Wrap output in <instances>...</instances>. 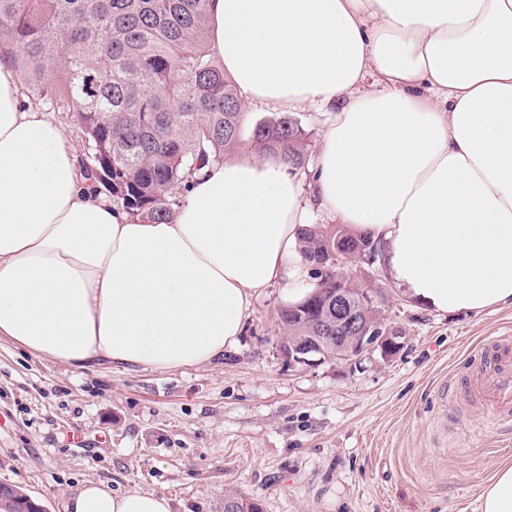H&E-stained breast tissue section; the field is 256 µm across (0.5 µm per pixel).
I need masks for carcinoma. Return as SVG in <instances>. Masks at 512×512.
Returning <instances> with one entry per match:
<instances>
[{
    "instance_id": "obj_1",
    "label": "carcinoma",
    "mask_w": 512,
    "mask_h": 512,
    "mask_svg": "<svg viewBox=\"0 0 512 512\" xmlns=\"http://www.w3.org/2000/svg\"><path fill=\"white\" fill-rule=\"evenodd\" d=\"M208 0H0V56L14 62L20 95L66 112L81 131V163L97 189L152 223L179 204L176 190L243 146L244 112L210 48ZM251 144L304 168L306 132L285 114L257 122ZM372 258L379 245L342 225L313 224L301 250L313 293L277 312L284 336H316L315 293L336 287L326 247Z\"/></svg>"
}]
</instances>
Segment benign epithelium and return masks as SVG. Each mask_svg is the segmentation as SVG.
Here are the masks:
<instances>
[{"label": "benign epithelium", "mask_w": 512, "mask_h": 512, "mask_svg": "<svg viewBox=\"0 0 512 512\" xmlns=\"http://www.w3.org/2000/svg\"><path fill=\"white\" fill-rule=\"evenodd\" d=\"M336 278L340 288L320 293L318 328L328 332L336 323L346 329L360 331L362 335H325L311 342L295 341L285 347L280 345L279 353L288 365L356 363L376 351L387 360L401 348L402 331L392 325L387 316H377V312H385L382 292L359 286L349 289L347 285L353 283L352 278L339 274ZM325 344L335 347V356L325 353Z\"/></svg>", "instance_id": "7a95c632"}]
</instances>
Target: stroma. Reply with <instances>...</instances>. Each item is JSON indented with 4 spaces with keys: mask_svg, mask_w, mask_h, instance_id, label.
Here are the masks:
<instances>
[{
    "mask_svg": "<svg viewBox=\"0 0 512 512\" xmlns=\"http://www.w3.org/2000/svg\"><path fill=\"white\" fill-rule=\"evenodd\" d=\"M337 273L387 297L404 334L390 360L288 366L283 290L255 298L239 346L173 370L74 369L0 340V482L47 512L86 483L165 495L171 512H477L512 463V430L482 432L484 408L450 401L469 355L512 332V306L439 314L405 296L381 259Z\"/></svg>",
    "mask_w": 512,
    "mask_h": 512,
    "instance_id": "35a3bbf8",
    "label": "stroma"
}]
</instances>
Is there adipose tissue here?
<instances>
[{
	"mask_svg": "<svg viewBox=\"0 0 512 512\" xmlns=\"http://www.w3.org/2000/svg\"><path fill=\"white\" fill-rule=\"evenodd\" d=\"M244 103L323 110L313 181L245 154L148 223L94 191L65 130L0 58V338L61 364L166 370L236 350L255 298L310 291L314 212L378 243L442 314L512 304V0H210ZM385 90L360 93L368 73ZM479 512H512V465ZM66 512H170L90 482Z\"/></svg>",
	"mask_w": 512,
	"mask_h": 512,
	"instance_id": "1",
	"label": "adipose tissue"
}]
</instances>
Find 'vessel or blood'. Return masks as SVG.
<instances>
[{
    "mask_svg": "<svg viewBox=\"0 0 512 512\" xmlns=\"http://www.w3.org/2000/svg\"><path fill=\"white\" fill-rule=\"evenodd\" d=\"M477 359L481 370L462 379V394L478 399L488 411L487 428L512 423V335L484 344Z\"/></svg>",
    "mask_w": 512,
    "mask_h": 512,
    "instance_id": "1",
    "label": "vessel or blood"
}]
</instances>
